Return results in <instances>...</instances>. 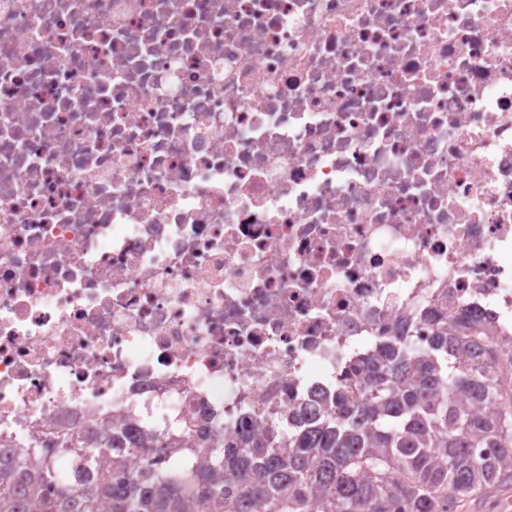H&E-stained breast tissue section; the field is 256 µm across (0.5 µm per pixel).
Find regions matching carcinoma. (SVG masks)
<instances>
[{
  "label": "carcinoma",
  "instance_id": "carcinoma-1",
  "mask_svg": "<svg viewBox=\"0 0 512 512\" xmlns=\"http://www.w3.org/2000/svg\"><path fill=\"white\" fill-rule=\"evenodd\" d=\"M479 349L448 355V338L416 355L404 341L383 344L350 365L360 395L339 387L327 413L276 448L255 437L245 448L213 452L196 467L151 464L134 483L117 484L120 456L79 446L95 487L81 512H447L483 489L512 483V403L499 402ZM479 402L482 412L463 400ZM50 448H26L33 469V512H58L70 495L41 460ZM12 476L0 472V512H14Z\"/></svg>",
  "mask_w": 512,
  "mask_h": 512
}]
</instances>
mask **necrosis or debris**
I'll return each mask as SVG.
<instances>
[{"label": "necrosis or debris", "mask_w": 512, "mask_h": 512, "mask_svg": "<svg viewBox=\"0 0 512 512\" xmlns=\"http://www.w3.org/2000/svg\"><path fill=\"white\" fill-rule=\"evenodd\" d=\"M512 399V0H0V465L278 448L348 365Z\"/></svg>", "instance_id": "1"}]
</instances>
